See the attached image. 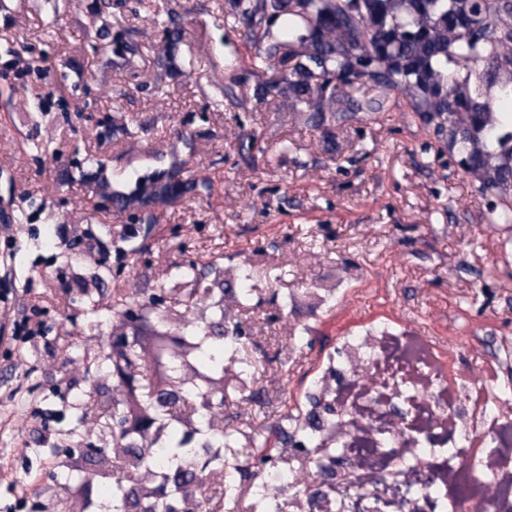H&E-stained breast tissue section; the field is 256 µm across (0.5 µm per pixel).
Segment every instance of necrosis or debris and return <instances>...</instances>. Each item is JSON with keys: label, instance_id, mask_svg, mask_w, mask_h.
<instances>
[{"label": "necrosis or debris", "instance_id": "4bbe7bcc", "mask_svg": "<svg viewBox=\"0 0 512 512\" xmlns=\"http://www.w3.org/2000/svg\"><path fill=\"white\" fill-rule=\"evenodd\" d=\"M391 322L379 316L341 337L336 412L303 436L338 443L356 487L337 499L340 512H512V422L500 418L512 389H483L473 407L474 428L494 429L486 450L451 446L465 372L441 338L400 336ZM359 362L372 364V384Z\"/></svg>", "mask_w": 512, "mask_h": 512}]
</instances>
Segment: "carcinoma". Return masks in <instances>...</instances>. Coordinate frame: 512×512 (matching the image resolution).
I'll return each mask as SVG.
<instances>
[{
	"label": "carcinoma",
	"instance_id": "obj_1",
	"mask_svg": "<svg viewBox=\"0 0 512 512\" xmlns=\"http://www.w3.org/2000/svg\"><path fill=\"white\" fill-rule=\"evenodd\" d=\"M224 16L244 28L256 53L253 69L269 78L256 83L255 96L275 103L291 116H304L330 149L336 148V127L366 116L389 112L404 98L434 136L465 160L482 155L474 167L480 190L497 189L489 207L494 223L512 222V59L496 50L512 39V0H229ZM154 25L164 34L157 61L170 58L183 37L179 16L164 7L154 11ZM138 43L130 38L120 47L122 62L133 64ZM187 161L174 162L163 172L130 176L131 191L112 189L101 181V197L119 211L142 210L169 203L206 184L186 179ZM241 303L251 299L256 273L242 266L237 273ZM185 336L198 352H210L205 369L219 372L226 358L235 357L243 372L253 360L243 345L226 347L208 327L188 326ZM166 454L152 449L139 453L166 479L183 475L181 464L192 449L173 431ZM256 463L290 469L292 461L270 452H249L228 466L224 456L208 461L220 475L225 506L238 508L236 474ZM133 471L112 489V512H132Z\"/></svg>",
	"mask_w": 512,
	"mask_h": 512
}]
</instances>
